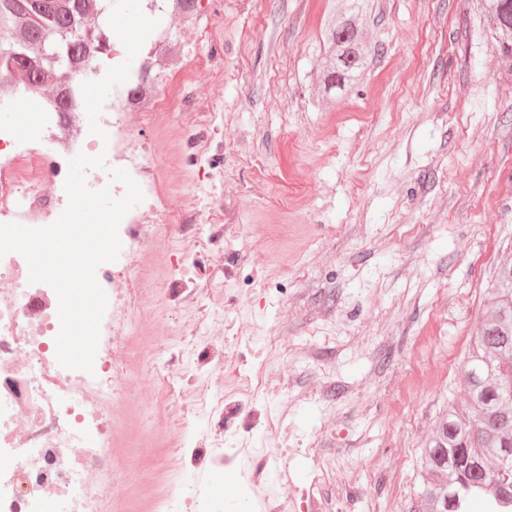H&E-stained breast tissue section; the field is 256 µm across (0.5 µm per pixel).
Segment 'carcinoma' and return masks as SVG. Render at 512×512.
Instances as JSON below:
<instances>
[{
	"instance_id": "obj_1",
	"label": "carcinoma",
	"mask_w": 512,
	"mask_h": 512,
	"mask_svg": "<svg viewBox=\"0 0 512 512\" xmlns=\"http://www.w3.org/2000/svg\"><path fill=\"white\" fill-rule=\"evenodd\" d=\"M512 54V0H484ZM364 0L331 15L325 27L328 51L321 73L326 97L361 80L367 55L356 18ZM76 34H71V31ZM69 43L66 67L42 60L51 41ZM104 0H0V43L12 49L13 63H0V85L55 89L59 99L75 97L76 84L62 85L65 73H83L88 47L111 48ZM486 315L471 337L463 359L465 398L440 419L419 456L422 512H512V387L505 384L504 362L512 361V264L499 267L488 284Z\"/></svg>"
}]
</instances>
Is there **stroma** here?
I'll return each instance as SVG.
<instances>
[{"mask_svg": "<svg viewBox=\"0 0 512 512\" xmlns=\"http://www.w3.org/2000/svg\"><path fill=\"white\" fill-rule=\"evenodd\" d=\"M345 0H216L214 12L175 25L224 80L200 70L189 95L220 106L223 150L205 159L224 211L199 246L177 226L112 265L114 292L153 310L139 336L165 346L171 382L146 365L114 361L139 407L117 424L141 431L128 478L160 486L181 442L223 444L209 413L248 377L264 382L253 433L241 436L235 482L280 442L294 448L291 486L269 479L262 496L296 494L322 465L355 479L339 512H418L421 448L463 394L462 364L486 312L494 270L512 264V57L502 54L481 0H366L361 83L323 100L324 24ZM124 29L123 68L137 74L148 22L140 0H111ZM220 28L221 44L206 33ZM143 134L167 159L162 189L174 208L194 189L176 121L160 114ZM134 269H127V262ZM210 353H200L198 342ZM175 389L183 405L167 439L148 435L143 407ZM207 394L210 411L195 410Z\"/></svg>", "mask_w": 512, "mask_h": 512, "instance_id": "obj_1", "label": "stroma"}]
</instances>
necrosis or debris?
<instances>
[{
  "label": "necrosis or debris",
  "mask_w": 512,
  "mask_h": 512,
  "mask_svg": "<svg viewBox=\"0 0 512 512\" xmlns=\"http://www.w3.org/2000/svg\"><path fill=\"white\" fill-rule=\"evenodd\" d=\"M124 55L120 30L112 32V92L103 99L95 127L87 128L72 113L57 109L52 91L37 95L0 94V108L15 120L0 125V223L49 225L68 204L64 189L68 161L77 154L104 155L105 168L86 172L90 189L110 188L108 170L126 169L144 199L120 222L135 235L140 224H210L215 210L211 184L197 181L188 207L170 210L164 203L155 150L133 141V118L152 120L155 113L182 106L183 90L195 65L189 46H180L172 71L145 59L137 93L119 62ZM189 161L211 152L215 140L210 109L202 108L183 123ZM149 317L126 301L108 302L100 325L98 359L92 371L61 366L56 357L59 333L58 297L53 289L29 282L19 253L0 257V512H113L123 493L117 480L125 461L112 452V358L118 337L115 320L135 335ZM317 470L300 497L268 499L265 512H326L319 487L328 485ZM253 490L252 482L226 492L195 481L181 495L182 512H237Z\"/></svg>",
  "instance_id": "4bbe7bcc"
}]
</instances>
